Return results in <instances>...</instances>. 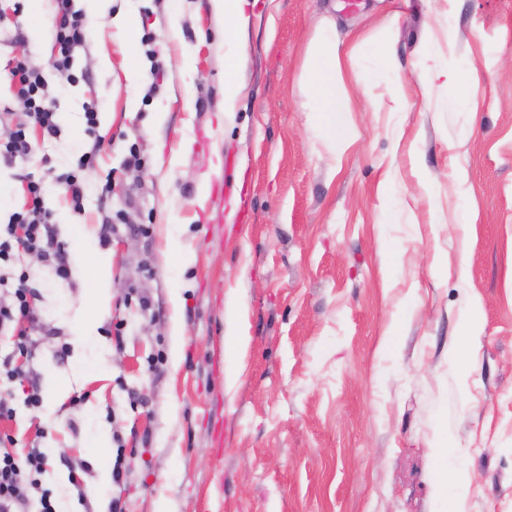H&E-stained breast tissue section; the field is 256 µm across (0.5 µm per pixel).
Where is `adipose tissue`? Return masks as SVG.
<instances>
[{"label":"adipose tissue","mask_w":512,"mask_h":512,"mask_svg":"<svg viewBox=\"0 0 512 512\" xmlns=\"http://www.w3.org/2000/svg\"><path fill=\"white\" fill-rule=\"evenodd\" d=\"M299 82L316 98V110L329 148L344 146V116L352 112L353 105L340 64L335 27H325L314 34L306 50Z\"/></svg>","instance_id":"obj_1"}]
</instances>
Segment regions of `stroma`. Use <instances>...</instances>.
I'll use <instances>...</instances> for the list:
<instances>
[{
    "mask_svg": "<svg viewBox=\"0 0 512 512\" xmlns=\"http://www.w3.org/2000/svg\"><path fill=\"white\" fill-rule=\"evenodd\" d=\"M52 9L0 0L5 124L24 119L5 74L53 48ZM247 13L231 112V45L211 0H112L85 15L87 78L42 67L61 134L31 129L37 156L0 166V222L41 157L58 175L83 147L98 156L82 210L48 186L71 276L23 257L43 406L18 407L0 432L45 449L42 483L61 512H103L116 496L125 512H438L441 442L449 470L471 477L448 491L457 512H512V0H257ZM327 19L354 104L336 156L297 84ZM386 24L388 64L353 43ZM435 59L457 84L424 87ZM398 82L407 105L393 112ZM132 147L146 159L137 171L124 165ZM100 262L101 316V285L85 275ZM471 314L476 349L455 356ZM69 458L86 466L81 487ZM117 461L121 483H101ZM241 54L233 52L224 56V109L234 111L241 91Z\"/></svg>",
    "mask_w": 512,
    "mask_h": 512,
    "instance_id": "1",
    "label": "stroma"
}]
</instances>
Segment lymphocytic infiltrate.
Here are the masks:
<instances>
[{"label": "lymphocytic infiltrate", "mask_w": 512, "mask_h": 512, "mask_svg": "<svg viewBox=\"0 0 512 512\" xmlns=\"http://www.w3.org/2000/svg\"><path fill=\"white\" fill-rule=\"evenodd\" d=\"M52 28L57 57L55 68L68 82H76L77 55L88 41L84 11L77 0H53ZM17 96L25 108V119L0 133V163L10 166L27 158L35 147L29 139V127H37L44 138L57 137L60 126L56 103L48 91L47 79L17 61L9 70ZM26 202L0 224V335L13 337V350L0 355V421L14 420L17 414L11 385L26 379L19 361L31 357L35 340L28 334L29 324L37 320L36 297L26 267L14 265V252L37 253L57 278L69 276L66 244L58 235L53 212L46 202L43 177L26 175ZM47 454L38 443L19 445L17 438L0 436V512H58L57 502L41 477L46 470Z\"/></svg>", "instance_id": "obj_1"}]
</instances>
